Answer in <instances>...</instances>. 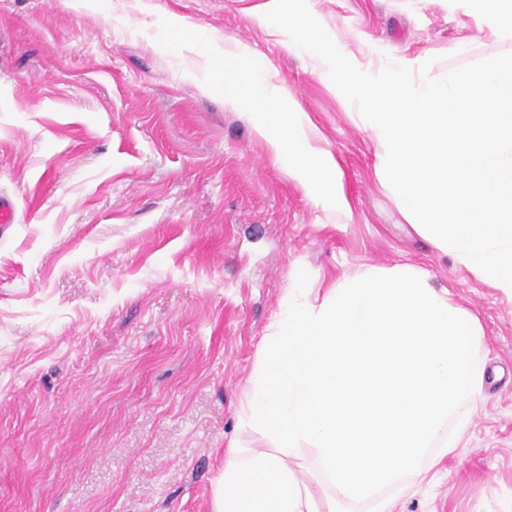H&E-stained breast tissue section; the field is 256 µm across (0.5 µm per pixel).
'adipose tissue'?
<instances>
[{
    "instance_id": "ef3b65f1",
    "label": "adipose tissue",
    "mask_w": 512,
    "mask_h": 512,
    "mask_svg": "<svg viewBox=\"0 0 512 512\" xmlns=\"http://www.w3.org/2000/svg\"><path fill=\"white\" fill-rule=\"evenodd\" d=\"M474 14L487 30L502 40H512V0H471ZM252 51L239 43L224 46L225 77L242 78L252 105L247 117L275 163L304 187L318 206L348 207L335 157L315 143V127L297 111L277 75L253 61Z\"/></svg>"
}]
</instances>
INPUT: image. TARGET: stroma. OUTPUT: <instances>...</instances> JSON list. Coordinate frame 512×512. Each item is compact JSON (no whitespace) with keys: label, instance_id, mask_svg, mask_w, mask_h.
<instances>
[{"label":"stroma","instance_id":"obj_1","mask_svg":"<svg viewBox=\"0 0 512 512\" xmlns=\"http://www.w3.org/2000/svg\"><path fill=\"white\" fill-rule=\"evenodd\" d=\"M265 0H0V512H211L230 440L299 270L312 294L414 266L484 328L497 378L434 478L393 512H512V298L438 251L375 171L377 145ZM358 57L375 45L434 75L512 52L464 0H307ZM188 27L161 36L171 17ZM269 65L335 157L349 210L316 206L210 84L198 40Z\"/></svg>","mask_w":512,"mask_h":512}]
</instances>
